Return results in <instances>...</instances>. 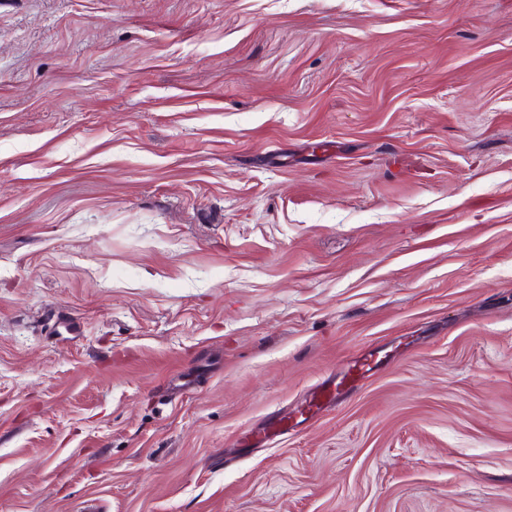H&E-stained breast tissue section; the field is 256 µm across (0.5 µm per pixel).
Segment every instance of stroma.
I'll list each match as a JSON object with an SVG mask.
<instances>
[{"instance_id": "35a3bbf8", "label": "stroma", "mask_w": 512, "mask_h": 512, "mask_svg": "<svg viewBox=\"0 0 512 512\" xmlns=\"http://www.w3.org/2000/svg\"><path fill=\"white\" fill-rule=\"evenodd\" d=\"M0 512H512V0H0Z\"/></svg>"}]
</instances>
